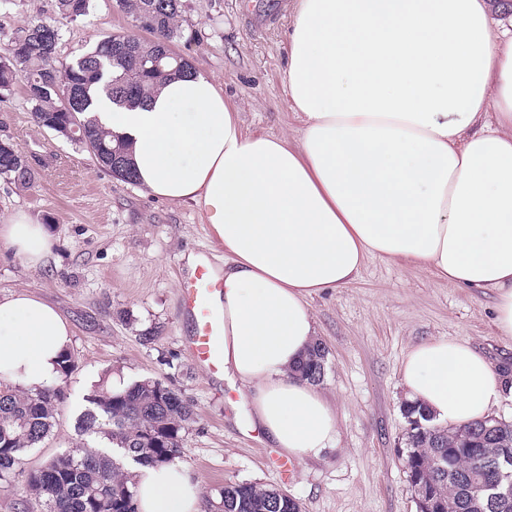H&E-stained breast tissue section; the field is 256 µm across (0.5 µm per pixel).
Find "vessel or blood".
I'll list each match as a JSON object with an SVG mask.
<instances>
[{
  "label": "vessel or blood",
  "mask_w": 512,
  "mask_h": 512,
  "mask_svg": "<svg viewBox=\"0 0 512 512\" xmlns=\"http://www.w3.org/2000/svg\"><path fill=\"white\" fill-rule=\"evenodd\" d=\"M181 305L191 324L186 347L214 383L224 381V311L218 304L224 282L217 278L210 260L182 271L179 279Z\"/></svg>",
  "instance_id": "obj_1"
}]
</instances>
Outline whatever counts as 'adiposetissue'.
Returning a JSON list of instances; mask_svg holds the SVG:
<instances>
[{"mask_svg":"<svg viewBox=\"0 0 512 512\" xmlns=\"http://www.w3.org/2000/svg\"><path fill=\"white\" fill-rule=\"evenodd\" d=\"M488 0H297L285 85L296 139L248 134L217 83L172 75L143 104L95 102L131 145L137 183L194 203L224 249V377L252 423L294 458L321 457L333 407L294 368L318 336L312 296L366 258L403 257L449 283L493 292L512 337V37ZM55 237L26 213L0 246L33 270ZM72 330L26 290L0 296V378L60 380ZM402 384L443 424L488 417L507 390L484 355L445 339L414 346ZM139 512H202L181 464L135 466Z\"/></svg>","mask_w":512,"mask_h":512,"instance_id":"adipose-tissue-1","label":"adipose tissue"}]
</instances>
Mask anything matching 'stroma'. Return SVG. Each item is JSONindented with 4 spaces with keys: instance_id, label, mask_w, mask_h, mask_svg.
<instances>
[{
    "instance_id": "1",
    "label": "stroma",
    "mask_w": 512,
    "mask_h": 512,
    "mask_svg": "<svg viewBox=\"0 0 512 512\" xmlns=\"http://www.w3.org/2000/svg\"><path fill=\"white\" fill-rule=\"evenodd\" d=\"M294 5L187 0L174 49L214 78L249 131L298 135L301 121L284 90ZM33 19L59 28L63 61L132 30L113 0H91L88 15L75 20L58 15L55 0H8L0 6V49ZM0 138L16 143L36 170L28 188L0 178V221L23 211L56 237L44 270L0 251V295L28 287L54 305L71 326L76 358L55 425L28 452L26 468L81 452L85 438L76 419L95 387L151 377L179 390L195 409L180 462L201 483L203 512H217L225 483L245 480L286 490L302 512H417L397 454L406 428L403 359L415 345L447 339L469 344L493 364L512 363V338L496 329L491 293L373 255L351 283L314 295L318 339L328 350L318 389L338 427L321 458L298 461L287 473L277 466L281 450L251 427L246 405L231 404L228 387L209 382L186 350L190 324L178 286L186 256L205 251L224 262L196 206L153 198L102 171L87 151L33 121L22 85L0 100ZM146 330L154 331L153 342L142 341Z\"/></svg>"
}]
</instances>
